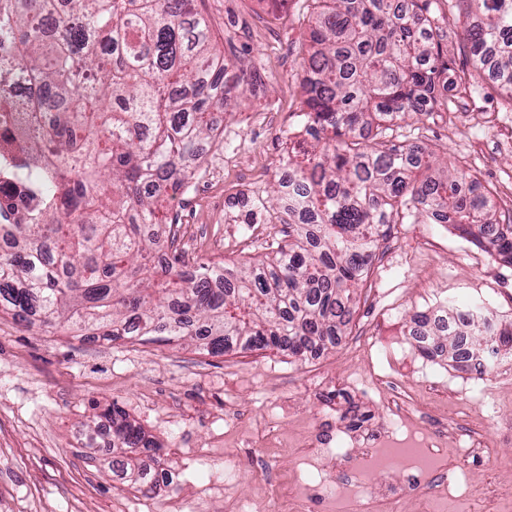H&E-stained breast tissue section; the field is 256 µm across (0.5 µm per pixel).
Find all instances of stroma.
Segmentation results:
<instances>
[{"instance_id":"stroma-1","label":"stroma","mask_w":512,"mask_h":512,"mask_svg":"<svg viewBox=\"0 0 512 512\" xmlns=\"http://www.w3.org/2000/svg\"><path fill=\"white\" fill-rule=\"evenodd\" d=\"M199 9L225 55L244 58L262 80L247 88L252 106L226 117L223 140L169 212L189 261L232 264L264 256L268 243L288 230L275 224L253 236L251 225L235 221L234 197L246 188L266 194L279 178L288 138L298 128L309 13L304 0H203ZM430 15L444 32L449 89L431 114L398 121L394 140L436 151L449 167H470L488 190L495 219L512 222V205L499 194L512 181V149H495L512 128V103L487 75L460 88L461 76L473 71L460 12L432 0ZM385 231L394 253L375 262L357 289L352 320L336 344L315 354L238 347L210 356L190 344L112 343L64 327H26L1 312L0 512H227L231 499L241 512H257L256 484L271 473L306 469L299 449L273 445L295 430L281 413L283 399L305 421H330L337 436L370 435L387 424L407 441L412 432L390 411L380 385L394 373L411 390L417 416L439 408L453 423L481 408L512 419V401H498L488 384L466 381L451 362L420 355L405 337L413 312L449 301L468 298L499 319L512 318V264L453 229L435 249L430 242L437 232L425 225L390 224ZM113 403L160 446L178 484L156 486L143 497L115 477L110 449L86 446L83 430ZM226 431L241 440L212 456L209 471L215 480L230 479L229 499L203 490L197 465ZM262 453L267 470L226 476L227 457ZM440 465L444 479L435 501L408 497L382 505L362 494L361 512H470L487 481L512 484V444L483 459L449 447Z\"/></svg>"}]
</instances>
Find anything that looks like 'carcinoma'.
Instances as JSON below:
<instances>
[{
	"label": "carcinoma",
	"mask_w": 512,
	"mask_h": 512,
	"mask_svg": "<svg viewBox=\"0 0 512 512\" xmlns=\"http://www.w3.org/2000/svg\"><path fill=\"white\" fill-rule=\"evenodd\" d=\"M49 0H0V135L23 143L0 167V311L69 326L109 342L201 343L222 356L249 349L302 355L334 343L351 322L354 287L369 275L388 224H450L512 261V224L490 218V199L469 170L436 168L432 150L392 143V121L431 112L441 95L443 32L426 17L430 0H309L314 25L302 57L299 117L314 138L292 149L288 178L244 224H286L261 260L178 270L170 241L145 228L168 200L167 179H192L201 146L224 133V113L248 100L259 79L217 47L198 0H65L47 26ZM475 70L493 59L497 86L512 100V0H461ZM236 69L244 83L216 87L206 75ZM49 128L14 123L19 75ZM170 280L150 279L152 263ZM456 348L481 346L469 322L431 331ZM112 453L124 477L146 484L138 454L156 445L117 406Z\"/></svg>",
	"instance_id": "obj_1"
}]
</instances>
